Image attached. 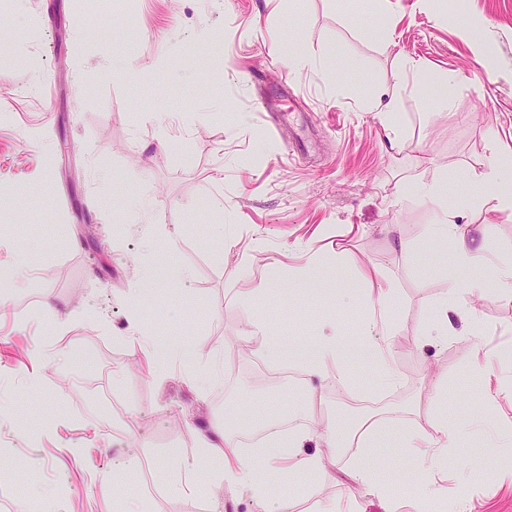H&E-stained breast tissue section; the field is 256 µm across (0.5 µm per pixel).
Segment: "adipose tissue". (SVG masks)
Here are the masks:
<instances>
[{"instance_id":"adipose-tissue-1","label":"adipose tissue","mask_w":512,"mask_h":512,"mask_svg":"<svg viewBox=\"0 0 512 512\" xmlns=\"http://www.w3.org/2000/svg\"><path fill=\"white\" fill-rule=\"evenodd\" d=\"M511 178L512 158L506 160L494 152L487 167L460 182L456 190H449L444 180L423 188V196L441 210L440 223L427 225L425 229L427 242L436 245L452 242L456 245L453 263L443 273L448 290L432 308L429 335L453 336L457 333V322L474 323L475 318L467 304L469 297L490 292L495 298L512 301V256H486L483 244L468 236L457 222L460 208L482 204L478 186L492 182L503 185L496 198L497 209L511 214L512 189L507 186ZM452 193L459 200V208L448 205V196ZM324 264L323 255L314 250L308 252L303 263H276L267 285L271 288L307 285L319 277ZM368 281L364 302L367 319L359 340L348 339L342 324L334 319L322 325L311 350L307 351L296 341L286 345L267 342L265 323L253 320L248 337L264 339L262 355L266 362L273 366L286 362L308 376L310 385L304 393L306 399H314L320 393L321 383L330 381L347 385L346 368L355 357L375 364L383 384H396L397 372L388 358L395 340L389 319L391 288L384 273L377 268L373 269ZM291 416L296 424L287 436L266 440L257 448L241 447L236 432L228 428L215 426L197 436L200 452L215 462L212 481L229 487L235 495L249 499L253 512H288L287 500L274 499L272 489L263 481L261 473L264 468L282 460H291L307 476L323 479L330 475L325 458L322 454L309 452V444L318 440L328 448L342 445L343 433L332 428L317 431V420L310 408L294 407ZM462 435L461 427L449 421L447 416L435 412L428 413L423 422L406 431L405 444L414 451L417 469L423 477L419 496L422 504L446 498V489L434 480L433 475L455 458ZM382 436L377 427L363 429L360 448L351 458L349 474L368 495L383 501L387 512H397L399 501L393 496L391 478L371 460L372 450L379 446Z\"/></svg>"}]
</instances>
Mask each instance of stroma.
Wrapping results in <instances>:
<instances>
[{
  "instance_id": "stroma-1",
  "label": "stroma",
  "mask_w": 512,
  "mask_h": 512,
  "mask_svg": "<svg viewBox=\"0 0 512 512\" xmlns=\"http://www.w3.org/2000/svg\"><path fill=\"white\" fill-rule=\"evenodd\" d=\"M0 0V512H252L248 500L214 486L196 430L226 414L245 432L252 412L287 414L304 381L258 378L232 347L263 318L270 337L284 327L313 336L327 318L356 333L361 270L382 266L393 283L397 343L393 389L351 365L341 390H322L313 412L347 431L359 401L390 425L376 460L417 497L415 455L405 426L431 410L460 424L487 410L467 435L458 466L440 472L462 512H512V485L494 469L512 460V397L485 409L471 363L492 357L512 383V301L472 297L479 330L421 342L445 281L422 276L450 265L422 236L433 220L416 185L460 180L485 169L491 145L512 156V0ZM55 27H48V18ZM301 38L313 67L290 69L273 53ZM420 66L404 78L402 63ZM292 103L295 125L314 130L305 158L291 156L254 107L256 93ZM395 101L401 136L390 145L382 120ZM43 195L27 194L35 182ZM484 205L460 212L481 230L489 253L512 252V216ZM413 255L393 247L395 238ZM263 239L266 250L250 247ZM320 250L329 265L319 288H266L275 262ZM28 274L18 277L17 254ZM152 259L188 279L145 282ZM144 289L143 326L162 340L219 357L223 379L200 390L170 365L164 376L130 330L128 295ZM46 337L58 361L32 392L28 351ZM194 458V496L172 488L177 460ZM348 453L311 493L284 487L290 512L319 503H384L351 480ZM139 472L130 492L101 495L109 471ZM470 481L460 486L457 470Z\"/></svg>"
}]
</instances>
